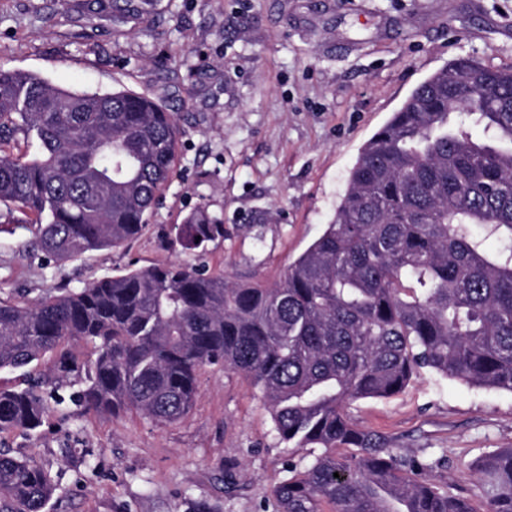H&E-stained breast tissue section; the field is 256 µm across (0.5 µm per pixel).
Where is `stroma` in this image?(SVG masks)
Instances as JSON below:
<instances>
[{"label": "stroma", "instance_id": "1", "mask_svg": "<svg viewBox=\"0 0 512 512\" xmlns=\"http://www.w3.org/2000/svg\"><path fill=\"white\" fill-rule=\"evenodd\" d=\"M463 55L512 68V0H0L1 69L148 93L183 130L175 175L140 236L60 260L32 248L26 228L1 231L0 298L165 259L279 282L329 224L363 144ZM198 209L224 221L200 254L175 241ZM346 414L402 454L440 459V484L487 512L474 465L512 447V393L424 372ZM0 448L50 473L43 512H274V485L310 459L279 439L251 380L217 366L201 369L197 405L177 423L73 405L36 431L0 434Z\"/></svg>", "mask_w": 512, "mask_h": 512}]
</instances>
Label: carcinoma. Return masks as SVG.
Returning a JSON list of instances; mask_svg holds the SVG:
<instances>
[{
	"label": "carcinoma",
	"mask_w": 512,
	"mask_h": 512,
	"mask_svg": "<svg viewBox=\"0 0 512 512\" xmlns=\"http://www.w3.org/2000/svg\"><path fill=\"white\" fill-rule=\"evenodd\" d=\"M181 129L146 93L89 92L0 70V220L60 259L139 236L171 179ZM35 143L31 154L21 147ZM224 236L204 210L197 251ZM500 242L491 253L486 239ZM71 342L92 347L78 363ZM52 357L85 411L184 418L198 373L251 378L280 439L322 448L273 489L277 512H474L346 406L402 392L421 371L512 393V69L461 56L426 78L363 145L325 231L274 285L162 260L33 301L0 300V371ZM64 403L0 387V433ZM350 448L348 456L336 454ZM491 512H512V448L476 465ZM339 477H334V474ZM55 484L0 449V512H41Z\"/></svg>",
	"instance_id": "1"
}]
</instances>
